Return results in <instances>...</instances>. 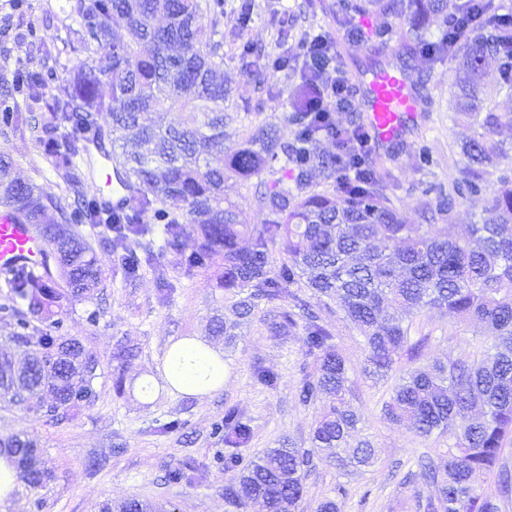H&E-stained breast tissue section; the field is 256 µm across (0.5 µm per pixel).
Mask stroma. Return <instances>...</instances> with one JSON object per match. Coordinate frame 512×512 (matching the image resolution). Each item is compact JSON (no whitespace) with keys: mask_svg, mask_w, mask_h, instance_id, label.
I'll return each mask as SVG.
<instances>
[{"mask_svg":"<svg viewBox=\"0 0 512 512\" xmlns=\"http://www.w3.org/2000/svg\"><path fill=\"white\" fill-rule=\"evenodd\" d=\"M239 2L225 0L219 26L224 35L220 74L233 87V132L271 125L284 138L293 134L292 125L285 121L293 77L281 73L268 77L247 66L239 57L240 44L252 43L262 55L272 56L279 51L280 34H287L294 45L305 33L325 30L335 38L339 63L348 77L394 62L409 73L427 102L426 111L420 112L404 137L372 150L373 159L388 174L392 206L409 220H416L426 190L459 177L463 167L460 145L472 136L473 129L454 118V72L448 62L432 60L422 52H407L410 28L422 29L431 42L441 29L438 19L420 14L397 21L387 57L377 58L369 50L375 25L371 16L355 18V26L362 30L357 40L336 26L322 9V0H251V21L245 27L236 11ZM275 3L287 12V25H280L272 14ZM73 25L69 0H31L30 7L20 13L14 11L12 0H0V99L12 91L16 65L35 69L43 62L41 50L30 42L29 30L38 28L46 43L56 44L67 37ZM423 144L431 148L433 162L421 167L415 152ZM1 153L12 158L16 178L37 185L54 200L56 207L49 210V218H57L58 208L73 205V193L52 169L35 136L20 139L0 135ZM285 181L284 170L275 167L247 181L228 179L224 196L239 204L245 223L261 224L267 214L253 204L254 191ZM84 232L93 242L105 287L97 300H71L65 302L64 310L70 334L100 361L96 381L99 400L61 424L45 422L0 401V435L25 432L37 439L42 462L55 474L44 490L43 512H101L107 502L119 512L122 503L132 498L169 502L173 512H232L224 492L237 485L239 474L217 465V457L228 448L223 438L211 433L213 422L223 418L227 407L239 409L250 432L248 443L241 449L243 456H257L289 442L302 449L311 446V426L320 409L300 404L297 385L304 375L316 374L317 362L304 354L301 330L271 335L269 319L285 307L284 302L276 301L262 305L234 340L211 335L212 315L233 316L230 300L216 286L214 270L184 278L177 255L165 254L161 266L178 286L169 302L161 305L156 300L153 271H143L136 285H127L113 256L112 233L107 226L89 224ZM95 307L101 315L92 326L86 314ZM332 331L346 360L353 405L363 415V433L372 441L376 459L372 466L355 472L316 461L304 482L300 512H313L317 502L333 494L339 484L347 490L339 502L341 512H426L430 488L404 483L403 476L416 469L420 459H434L446 451L447 436L424 438L408 423L383 419L381 408L389 398L390 386L366 378L362 336L339 312L332 317ZM410 335L415 340L424 339L425 347L420 360L401 355L399 365L406 369L437 360L473 361L486 343L482 324L437 312L419 313ZM180 339H197L223 353L221 387L194 394L168 388L165 361L172 344ZM120 342L139 350L137 357L122 367L112 359V351ZM262 370L275 375L274 384L259 380ZM118 375L125 381L120 395L112 382ZM170 420L179 421V428L158 433V426ZM92 459L98 461L97 469L89 468ZM173 467L194 472V479L180 484L167 482L165 473Z\"/></svg>","mask_w":512,"mask_h":512,"instance_id":"35a3bbf8","label":"stroma"}]
</instances>
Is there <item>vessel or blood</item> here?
<instances>
[{
	"label": "vessel or blood",
	"mask_w": 512,
	"mask_h": 512,
	"mask_svg": "<svg viewBox=\"0 0 512 512\" xmlns=\"http://www.w3.org/2000/svg\"><path fill=\"white\" fill-rule=\"evenodd\" d=\"M357 81L363 90L374 141L385 146L400 139L415 123L422 105L410 75L401 68L386 67L364 71ZM46 247L36 225L20 224L11 214L0 213L1 273L31 264L34 256Z\"/></svg>",
	"instance_id": "1"
}]
</instances>
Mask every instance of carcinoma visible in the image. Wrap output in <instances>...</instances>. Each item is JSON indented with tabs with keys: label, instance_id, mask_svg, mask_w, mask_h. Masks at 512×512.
Returning a JSON list of instances; mask_svg holds the SVG:
<instances>
[{
	"label": "carcinoma",
	"instance_id": "1",
	"mask_svg": "<svg viewBox=\"0 0 512 512\" xmlns=\"http://www.w3.org/2000/svg\"><path fill=\"white\" fill-rule=\"evenodd\" d=\"M327 10L345 28L356 14L374 15L376 55L388 49L398 19L419 10L442 18L437 40L424 44L416 34L414 43L454 65L455 110L474 126L473 137L461 146L463 177L425 205L421 223L411 224L392 207L372 158L362 161L352 153V142L364 134L360 123L338 127L333 113L304 112L293 104L286 116L294 125L292 141L260 127L227 146L224 104L231 88L215 75L224 62V40L216 28L198 23L205 11L216 18L224 14V0H73L70 15L77 28L63 48L43 43L42 67L20 65L13 72L18 93L41 86L58 94L43 101L40 112L0 103V134L22 139L27 131L40 133L46 158L77 196L70 210L59 208L60 219H46L54 202L12 177L11 159L0 155V208L37 225L49 246L41 257L43 273L17 267L9 281L10 303L0 305L13 320L10 344L27 357L16 370L0 353V400L54 424L97 402L99 361L68 335L61 302L95 299L103 274L80 226L107 224L127 281H137L147 267L158 271L159 304L176 288V280L161 271L164 252L180 256L184 277L219 265L217 287L234 298L238 321L215 319L214 334L231 338L261 304L287 299L290 308L270 321V331L278 335L302 324V349L319 362L318 374L304 376L298 386L302 404L323 403L311 429L312 448H270L247 460L224 456V467L240 468V490H226L231 507H244L243 491L261 497L265 512H296L315 455L343 468L373 463L372 442L351 441L362 416L350 404L348 369L332 343L327 315L341 311L360 332L367 375L380 381L397 371L401 352L418 353L419 345H409L413 315L448 310L485 325L490 344L480 360L450 359L404 371L383 414L409 423L422 437L448 435L440 461L420 464V476L434 489L427 512H502L503 498L512 492V471L503 461L512 439V178H499L491 191V217L470 225L466 236L449 234L435 220L456 199L487 190L488 166L512 160L494 139L512 124V115L491 106L483 84L492 64L497 84L512 90V13L500 12L496 0H331ZM64 52L78 58L66 79L58 67ZM98 55L107 62L102 71L92 64ZM157 112H177L179 118L162 126ZM104 113L106 126L100 122ZM105 131L114 147L110 152L104 149ZM323 139L333 141L336 152L319 150ZM90 144L104 150L127 191L116 206L110 197L84 191L76 172L75 161ZM215 152L224 153V164H211ZM279 161L291 171L295 190L275 185L256 192L267 219L243 223L238 204L224 199V181H246ZM317 173L347 186L329 194L310 191ZM243 239L248 246H240ZM277 244L288 260L276 266L271 249ZM291 285L310 290L317 303L290 291ZM212 433L224 435L232 448L249 437L234 408L212 424ZM36 447L26 433L0 435L3 456L39 507V493L54 474L37 467ZM490 474L497 476L498 497L481 491ZM345 495L337 486L316 512H340L337 497Z\"/></svg>",
	"mask_w": 512,
	"mask_h": 512
}]
</instances>
